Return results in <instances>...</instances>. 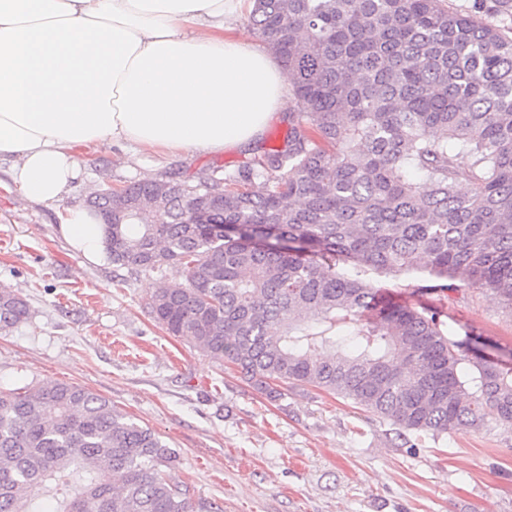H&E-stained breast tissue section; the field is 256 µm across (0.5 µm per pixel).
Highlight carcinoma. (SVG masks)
I'll use <instances>...</instances> for the list:
<instances>
[{
  "label": "carcinoma",
  "mask_w": 512,
  "mask_h": 512,
  "mask_svg": "<svg viewBox=\"0 0 512 512\" xmlns=\"http://www.w3.org/2000/svg\"><path fill=\"white\" fill-rule=\"evenodd\" d=\"M505 16L512 0H253L249 22L294 96L285 147L224 179L130 183L104 225L112 266L183 265L185 282L150 289V314L260 389L312 386L436 436L489 414L512 428L511 366L438 310L337 270L478 285L512 317ZM28 316L1 288L0 329ZM175 458L84 387L0 390V512H42L52 490L56 512H221L167 478Z\"/></svg>",
  "instance_id": "carcinoma-1"
}]
</instances>
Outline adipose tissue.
<instances>
[{"label":"adipose tissue","instance_id":"adipose-tissue-1","mask_svg":"<svg viewBox=\"0 0 512 512\" xmlns=\"http://www.w3.org/2000/svg\"><path fill=\"white\" fill-rule=\"evenodd\" d=\"M243 2L0 0V160L22 196L61 201L88 146L220 152L258 139L290 98L275 55L224 34ZM60 232L86 260L104 257L88 210H68Z\"/></svg>","mask_w":512,"mask_h":512}]
</instances>
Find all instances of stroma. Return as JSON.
Returning a JSON list of instances; mask_svg holds the SVG:
<instances>
[{"mask_svg":"<svg viewBox=\"0 0 512 512\" xmlns=\"http://www.w3.org/2000/svg\"><path fill=\"white\" fill-rule=\"evenodd\" d=\"M289 128L287 113H275L257 145L221 153L84 148L79 178L54 204L23 199L1 161L0 288L19 294L30 315L0 330V389L60 381L109 398L175 450L170 477L222 512H512V428L489 417L435 436L310 386L281 383L268 397L154 321L150 290L174 282V265L131 275L107 258L86 261L60 233L67 209L87 206L101 184L233 175L262 149L284 146ZM338 269L393 301L437 307L512 360V318L489 291L460 284L425 293L414 279Z\"/></svg>","mask_w":512,"mask_h":512,"instance_id":"stroma-1","label":"stroma"}]
</instances>
